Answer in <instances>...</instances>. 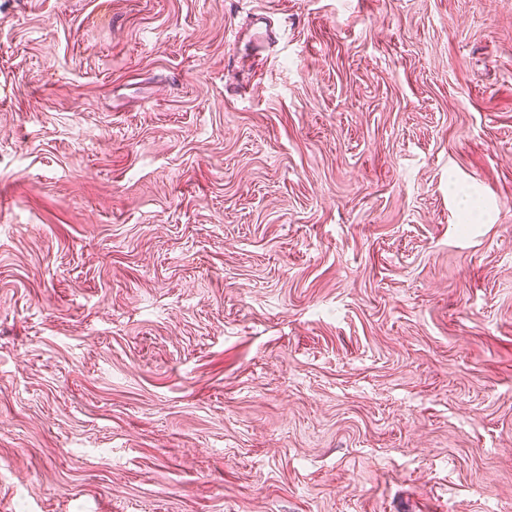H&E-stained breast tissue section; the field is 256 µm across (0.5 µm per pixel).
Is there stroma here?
<instances>
[{"instance_id": "35a3bbf8", "label": "stroma", "mask_w": 512, "mask_h": 512, "mask_svg": "<svg viewBox=\"0 0 512 512\" xmlns=\"http://www.w3.org/2000/svg\"><path fill=\"white\" fill-rule=\"evenodd\" d=\"M0 512H512V0H0Z\"/></svg>"}]
</instances>
